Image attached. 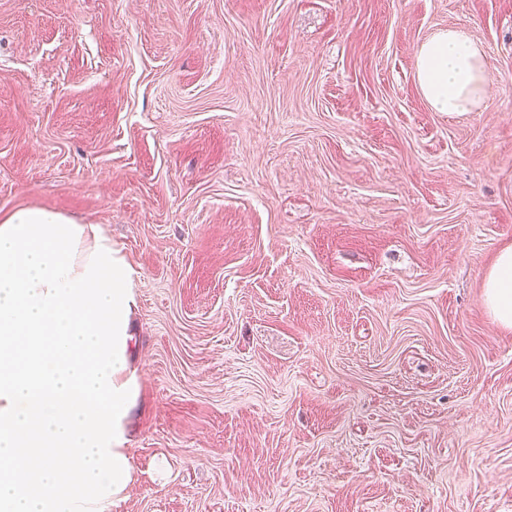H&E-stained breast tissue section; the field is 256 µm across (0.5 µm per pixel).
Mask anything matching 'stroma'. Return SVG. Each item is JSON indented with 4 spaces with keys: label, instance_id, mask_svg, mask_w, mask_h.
Masks as SVG:
<instances>
[{
    "label": "stroma",
    "instance_id": "stroma-1",
    "mask_svg": "<svg viewBox=\"0 0 512 512\" xmlns=\"http://www.w3.org/2000/svg\"><path fill=\"white\" fill-rule=\"evenodd\" d=\"M467 30L490 90L415 59ZM137 272L110 512H512V0H0V217ZM415 71L423 96L436 112H472L488 94L486 57L464 29L448 28L422 44ZM484 300L493 317L512 328V247L502 249L486 275Z\"/></svg>",
    "mask_w": 512,
    "mask_h": 512
}]
</instances>
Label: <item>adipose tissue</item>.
<instances>
[{"label": "adipose tissue", "mask_w": 512, "mask_h": 512, "mask_svg": "<svg viewBox=\"0 0 512 512\" xmlns=\"http://www.w3.org/2000/svg\"><path fill=\"white\" fill-rule=\"evenodd\" d=\"M434 111H474L486 57L463 29L435 34L415 59ZM484 300L512 328V247L486 275ZM133 271L95 224L43 207L0 219V512H109L132 481L126 419Z\"/></svg>", "instance_id": "1"}]
</instances>
